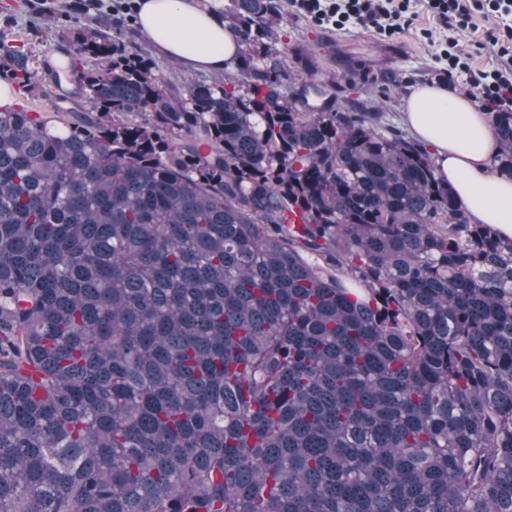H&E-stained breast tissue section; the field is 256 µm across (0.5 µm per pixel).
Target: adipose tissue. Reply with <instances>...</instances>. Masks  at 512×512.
<instances>
[{"label":"adipose tissue","instance_id":"ef3b65f1","mask_svg":"<svg viewBox=\"0 0 512 512\" xmlns=\"http://www.w3.org/2000/svg\"><path fill=\"white\" fill-rule=\"evenodd\" d=\"M136 17L138 32L160 53L192 70H223L240 48L224 25V0L204 8L196 0H136ZM403 120L432 148L438 177L454 186L471 222L494 225L512 238V179L488 173L497 140L486 113L469 97L424 85L409 94Z\"/></svg>","mask_w":512,"mask_h":512}]
</instances>
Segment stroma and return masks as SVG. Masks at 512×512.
Here are the masks:
<instances>
[{
    "label": "stroma",
    "mask_w": 512,
    "mask_h": 512,
    "mask_svg": "<svg viewBox=\"0 0 512 512\" xmlns=\"http://www.w3.org/2000/svg\"><path fill=\"white\" fill-rule=\"evenodd\" d=\"M0 0V35L22 41L38 64L59 52L71 50L72 34L87 27L109 26L113 36L135 46L153 61L166 85L183 87L199 80L200 72L156 53L152 43L137 33L131 15L114 13L115 0ZM282 22L278 50L287 51L293 80L328 87L339 109L357 102H376L383 124L402 127L405 100L418 85L440 84L465 94L469 76L463 72L446 78L434 53L436 43L455 39L475 70H490L499 59L486 42L493 21L476 19L474 28L460 31L444 26L427 11L423 0H414L411 25L395 39L373 29L352 25L341 30L315 25L297 14L290 0H279Z\"/></svg>",
    "instance_id": "stroma-1"
}]
</instances>
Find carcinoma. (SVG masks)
I'll list each match as a JSON object with an SVG mask.
<instances>
[{"instance_id":"1","label":"carcinoma","mask_w":512,"mask_h":512,"mask_svg":"<svg viewBox=\"0 0 512 512\" xmlns=\"http://www.w3.org/2000/svg\"><path fill=\"white\" fill-rule=\"evenodd\" d=\"M278 20L230 0L182 89L81 31L95 118L0 110V512H512V239L380 113L300 111Z\"/></svg>"}]
</instances>
